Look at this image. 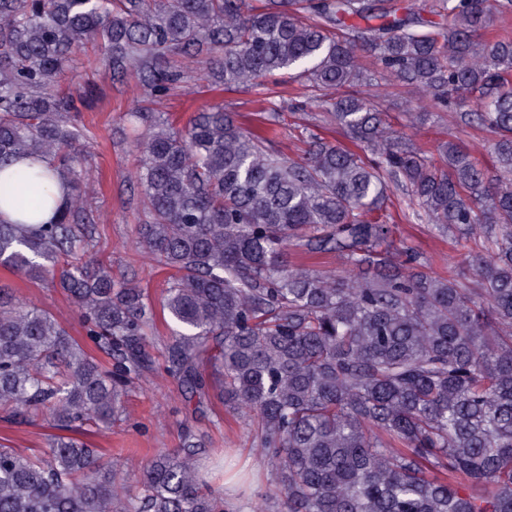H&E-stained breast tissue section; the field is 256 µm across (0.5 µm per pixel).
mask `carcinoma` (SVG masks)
<instances>
[{"mask_svg":"<svg viewBox=\"0 0 512 512\" xmlns=\"http://www.w3.org/2000/svg\"><path fill=\"white\" fill-rule=\"evenodd\" d=\"M512 0H435L439 24L395 0H0V173L29 214L55 199L37 164L65 183L50 224L0 222V265L59 285L103 366L53 313L0 286V414L55 430L23 454L0 443V512H224L197 466L201 434L128 470L80 438L108 430L151 366L145 289L98 255L76 99L57 83L93 41L112 79L161 99L184 82L175 57L233 90L297 71L330 97L348 143L320 137L293 160L271 128L221 108L136 109L144 127L135 245L168 274L167 373L206 397L208 362L224 401L253 419L275 490L252 512H512V37L483 38ZM378 21L360 30L362 21ZM415 86L424 112L462 101L493 134L486 166L459 143L443 164L394 130L358 88L370 68ZM405 187L437 236L458 233L471 272L426 271L366 216ZM334 254L337 276L288 261Z\"/></svg>","mask_w":512,"mask_h":512,"instance_id":"obj_1","label":"carcinoma"}]
</instances>
